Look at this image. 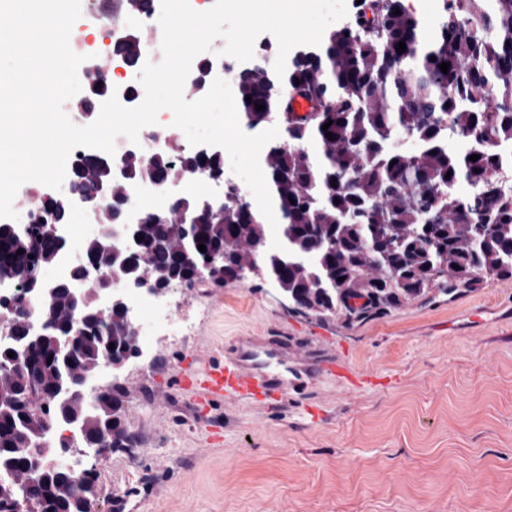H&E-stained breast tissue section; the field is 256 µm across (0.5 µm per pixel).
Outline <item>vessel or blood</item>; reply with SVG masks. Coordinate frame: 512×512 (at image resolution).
<instances>
[{
	"instance_id": "1",
	"label": "vessel or blood",
	"mask_w": 512,
	"mask_h": 512,
	"mask_svg": "<svg viewBox=\"0 0 512 512\" xmlns=\"http://www.w3.org/2000/svg\"><path fill=\"white\" fill-rule=\"evenodd\" d=\"M269 362L258 359L256 348L238 345L226 350L225 360L210 373L209 393H230L239 399L252 398L253 385H260L268 390H279L302 383L309 373L308 357L287 356L280 349L266 347Z\"/></svg>"
}]
</instances>
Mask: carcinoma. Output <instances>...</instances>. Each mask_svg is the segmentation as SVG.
<instances>
[{
	"label": "carcinoma",
	"mask_w": 512,
	"mask_h": 512,
	"mask_svg": "<svg viewBox=\"0 0 512 512\" xmlns=\"http://www.w3.org/2000/svg\"><path fill=\"white\" fill-rule=\"evenodd\" d=\"M120 2L122 11L139 17L157 6L156 0ZM426 30L402 0H363L351 24L294 56L283 79L263 56L240 72L239 112L247 127H261L278 113L285 124L286 146L266 149L263 158L285 250L267 245L263 214L227 184L222 217L195 195L144 215L140 251L126 255L127 275L192 284L195 267L227 250L230 264L262 265L306 310H340L351 322L385 315L435 289L453 293L485 276L512 278V0H443L432 35ZM401 41L406 50L399 53ZM112 52L136 66L142 33ZM443 63L450 64L446 74ZM111 95L112 86L90 76L74 107L98 109ZM295 96L311 102L310 112L292 115ZM328 121L331 140L322 131ZM473 154L480 158L469 160ZM119 164L112 213L103 215L108 224L118 222L115 212L136 180L224 175L222 157L192 150L146 161L131 153ZM71 166L92 197L105 168L85 154L72 157ZM461 181L469 186L464 196L455 191ZM38 205L50 222L66 223L68 205ZM180 214L195 224L187 255ZM32 235L36 244L20 254L14 235L0 231V279L41 287L40 267L58 262L62 248L38 238L36 224ZM77 282L69 275L53 284L59 308ZM94 294L89 290L81 321L57 317L43 337L40 365L20 363L0 383L13 401L0 408V501L27 495L33 512H92V472L80 479L48 466L39 453L49 424L58 429L76 416L89 441L110 433L112 447H131L132 437L119 429L120 388L72 396L77 371L111 357L109 344L117 350L130 340L124 312L114 309L101 322Z\"/></svg>",
	"instance_id": "obj_1"
}]
</instances>
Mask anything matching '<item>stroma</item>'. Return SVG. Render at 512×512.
Instances as JSON below:
<instances>
[{
  "label": "stroma",
  "mask_w": 512,
  "mask_h": 512,
  "mask_svg": "<svg viewBox=\"0 0 512 512\" xmlns=\"http://www.w3.org/2000/svg\"><path fill=\"white\" fill-rule=\"evenodd\" d=\"M166 299L186 336L94 376L135 442L82 457L98 512H512V278L354 324L258 277ZM274 336L313 358L300 387L205 395L227 347Z\"/></svg>",
  "instance_id": "obj_1"
}]
</instances>
